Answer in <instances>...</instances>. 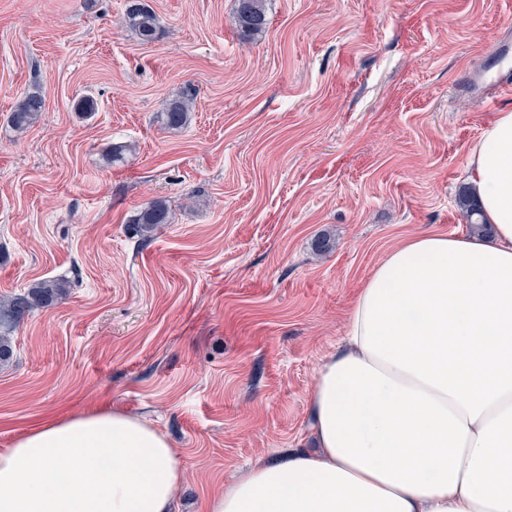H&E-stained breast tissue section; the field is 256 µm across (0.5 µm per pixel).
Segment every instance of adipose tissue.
Segmentation results:
<instances>
[{
    "label": "adipose tissue",
    "instance_id": "obj_1",
    "mask_svg": "<svg viewBox=\"0 0 512 512\" xmlns=\"http://www.w3.org/2000/svg\"><path fill=\"white\" fill-rule=\"evenodd\" d=\"M494 234L392 249L319 366L311 449L247 468L206 512H512V110L467 152ZM167 437L101 409L0 448V512H171Z\"/></svg>",
    "mask_w": 512,
    "mask_h": 512
}]
</instances>
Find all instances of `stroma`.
I'll return each mask as SVG.
<instances>
[{
	"instance_id": "stroma-1",
	"label": "stroma",
	"mask_w": 512,
	"mask_h": 512,
	"mask_svg": "<svg viewBox=\"0 0 512 512\" xmlns=\"http://www.w3.org/2000/svg\"><path fill=\"white\" fill-rule=\"evenodd\" d=\"M147 2L149 44L127 0H0V297L70 282L12 332L0 448L117 409L175 448L173 512H206L249 464L310 447L317 369L387 252L470 233L468 147L512 95L460 81L493 65L512 0H266L251 40L235 0ZM29 92L44 110L18 132ZM153 200L169 221L144 242L128 222ZM125 17L128 27L142 42H153L157 38V16L145 1L129 0ZM44 109V100L37 92L27 93L10 115V123L16 130L27 129L40 116ZM189 102L188 99L182 98L175 100L169 104L164 113L165 123L168 127L179 129L184 127L188 121Z\"/></svg>"
}]
</instances>
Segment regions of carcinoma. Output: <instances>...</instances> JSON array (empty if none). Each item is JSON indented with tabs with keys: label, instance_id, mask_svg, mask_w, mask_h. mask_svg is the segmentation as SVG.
<instances>
[{
	"label": "carcinoma",
	"instance_id": "obj_1",
	"mask_svg": "<svg viewBox=\"0 0 512 512\" xmlns=\"http://www.w3.org/2000/svg\"><path fill=\"white\" fill-rule=\"evenodd\" d=\"M126 23L144 43L152 42L158 35V20L155 12L143 0H128ZM235 23L241 33L252 37L266 31L268 25L266 0H236ZM44 109V100L37 92L26 94L10 115V123L17 130L32 125ZM189 102L182 98L169 104L164 113L168 127L179 129L188 121ZM459 204L472 227L482 232L490 231L482 220L477 204L466 194H461ZM141 239L151 237L155 227L168 223V208L162 201L145 205L131 219ZM67 283L59 279H45L35 283L23 294L0 298V362H7L13 356L10 332L26 315L37 308L53 305L66 296Z\"/></svg>",
	"mask_w": 512,
	"mask_h": 512
}]
</instances>
